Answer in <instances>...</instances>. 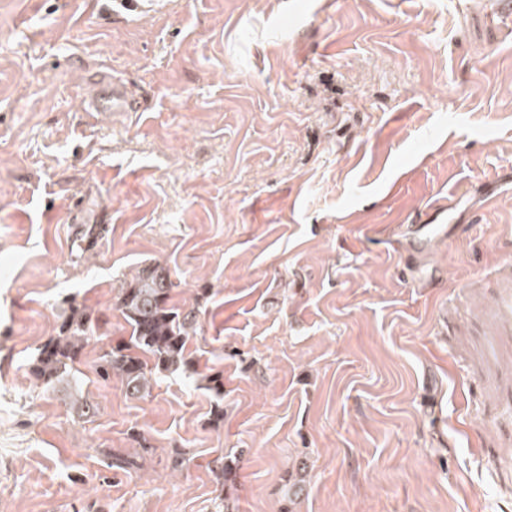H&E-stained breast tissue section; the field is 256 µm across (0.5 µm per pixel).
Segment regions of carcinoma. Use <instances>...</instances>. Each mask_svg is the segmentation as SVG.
<instances>
[{"label":"carcinoma","instance_id":"1","mask_svg":"<svg viewBox=\"0 0 512 512\" xmlns=\"http://www.w3.org/2000/svg\"><path fill=\"white\" fill-rule=\"evenodd\" d=\"M173 287L169 271L150 264L120 290L117 306L131 326L132 336L129 342L112 345L99 356L97 372L105 381L114 374L121 376L132 397L148 394L149 377L154 373L195 372L186 345L189 337L196 335L198 313L193 308H180L171 303ZM91 332L89 316L70 307V314L61 323L57 335L41 345L37 361L31 366L34 379L50 384L66 374L67 367L82 354ZM135 348L150 354L153 365H147L133 352ZM239 462L238 456L224 457L220 467L224 486L235 485ZM306 474L304 465L288 473V497L302 491Z\"/></svg>","mask_w":512,"mask_h":512}]
</instances>
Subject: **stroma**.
Returning a JSON list of instances; mask_svg holds the SVG:
<instances>
[{
	"instance_id": "stroma-1",
	"label": "stroma",
	"mask_w": 512,
	"mask_h": 512,
	"mask_svg": "<svg viewBox=\"0 0 512 512\" xmlns=\"http://www.w3.org/2000/svg\"><path fill=\"white\" fill-rule=\"evenodd\" d=\"M102 71L139 111L85 112ZM150 264L196 371L133 398L97 363ZM72 305L94 333L35 384ZM0 512H512L493 0H0Z\"/></svg>"
}]
</instances>
